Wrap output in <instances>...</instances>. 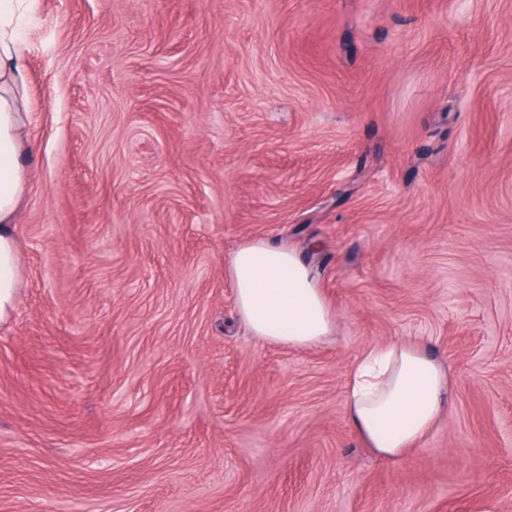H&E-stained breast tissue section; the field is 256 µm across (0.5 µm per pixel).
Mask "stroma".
<instances>
[{
  "instance_id": "obj_1",
  "label": "stroma",
  "mask_w": 512,
  "mask_h": 512,
  "mask_svg": "<svg viewBox=\"0 0 512 512\" xmlns=\"http://www.w3.org/2000/svg\"><path fill=\"white\" fill-rule=\"evenodd\" d=\"M0 512H512V0H36ZM295 249L336 330L254 336L225 275ZM417 343L401 458L346 372ZM346 381L351 425L384 459L417 445L446 408V370L410 342L364 348Z\"/></svg>"
}]
</instances>
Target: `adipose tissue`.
Returning a JSON list of instances; mask_svg holds the SVG:
<instances>
[{"instance_id": "adipose-tissue-1", "label": "adipose tissue", "mask_w": 512, "mask_h": 512, "mask_svg": "<svg viewBox=\"0 0 512 512\" xmlns=\"http://www.w3.org/2000/svg\"><path fill=\"white\" fill-rule=\"evenodd\" d=\"M34 0H0V321L13 306L19 247L13 234L25 190L22 149L27 120L15 89L23 79V24ZM238 313L255 336L308 347L331 336L335 315L292 250L243 243L228 259ZM351 425L384 459L400 458L423 440L446 408L448 374L410 342L363 349L347 374Z\"/></svg>"}]
</instances>
